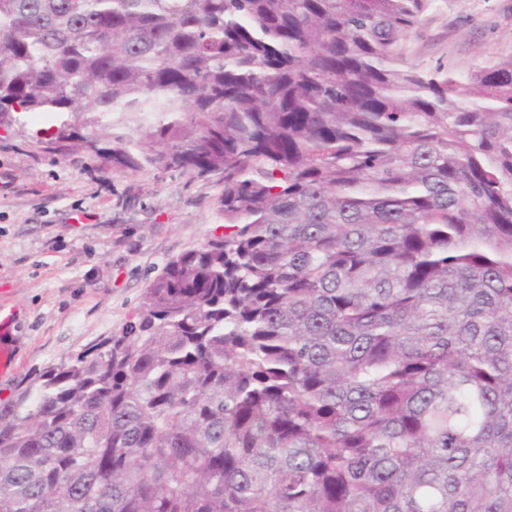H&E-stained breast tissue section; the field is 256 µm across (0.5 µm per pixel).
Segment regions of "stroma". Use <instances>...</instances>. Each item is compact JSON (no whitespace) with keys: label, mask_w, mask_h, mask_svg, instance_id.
Instances as JSON below:
<instances>
[{"label":"stroma","mask_w":512,"mask_h":512,"mask_svg":"<svg viewBox=\"0 0 512 512\" xmlns=\"http://www.w3.org/2000/svg\"><path fill=\"white\" fill-rule=\"evenodd\" d=\"M403 48L423 69L462 75L510 56L512 0H430ZM58 122L0 123V302L18 309L2 399L120 332L170 260L222 232L223 185L118 172L80 148L46 150L43 131Z\"/></svg>","instance_id":"35a3bbf8"}]
</instances>
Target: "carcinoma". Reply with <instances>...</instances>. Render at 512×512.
I'll return each instance as SVG.
<instances>
[{
  "instance_id": "cac0c4a2",
  "label": "carcinoma",
  "mask_w": 512,
  "mask_h": 512,
  "mask_svg": "<svg viewBox=\"0 0 512 512\" xmlns=\"http://www.w3.org/2000/svg\"><path fill=\"white\" fill-rule=\"evenodd\" d=\"M427 5L0 0V119L224 185L0 401V512H512V55L409 62Z\"/></svg>"
}]
</instances>
